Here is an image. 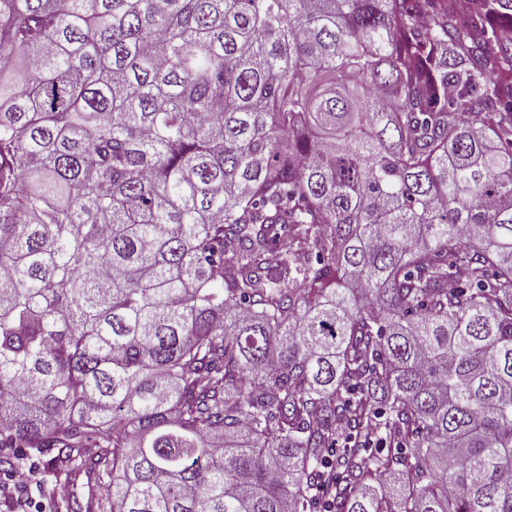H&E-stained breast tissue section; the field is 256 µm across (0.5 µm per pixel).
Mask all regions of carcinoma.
Returning <instances> with one entry per match:
<instances>
[{
    "instance_id": "obj_1",
    "label": "carcinoma",
    "mask_w": 512,
    "mask_h": 512,
    "mask_svg": "<svg viewBox=\"0 0 512 512\" xmlns=\"http://www.w3.org/2000/svg\"><path fill=\"white\" fill-rule=\"evenodd\" d=\"M2 448L65 512H512V0H0Z\"/></svg>"
}]
</instances>
